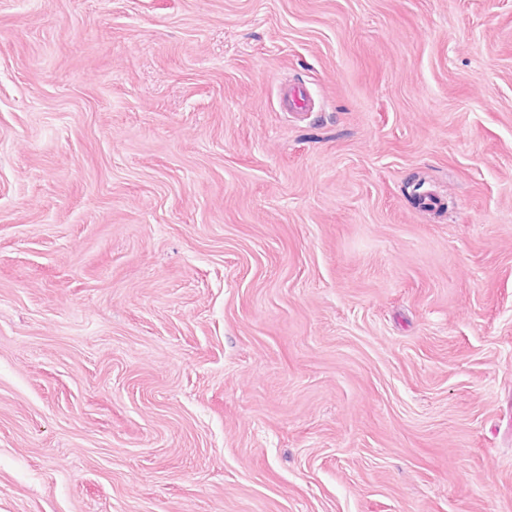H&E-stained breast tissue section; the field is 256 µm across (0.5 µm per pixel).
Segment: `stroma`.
I'll return each mask as SVG.
<instances>
[{
  "label": "stroma",
  "instance_id": "35a3bbf8",
  "mask_svg": "<svg viewBox=\"0 0 512 512\" xmlns=\"http://www.w3.org/2000/svg\"><path fill=\"white\" fill-rule=\"evenodd\" d=\"M0 512H512V0H0Z\"/></svg>",
  "mask_w": 512,
  "mask_h": 512
}]
</instances>
